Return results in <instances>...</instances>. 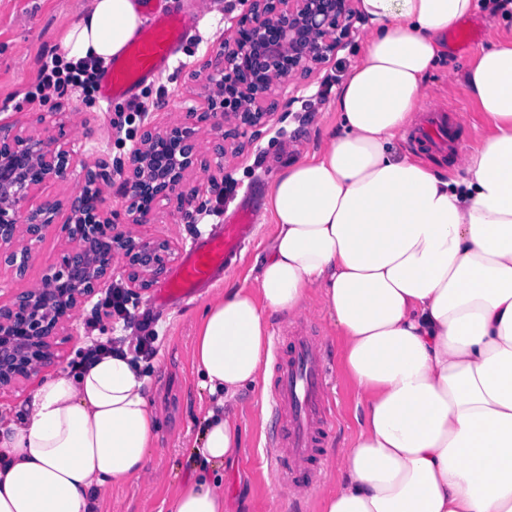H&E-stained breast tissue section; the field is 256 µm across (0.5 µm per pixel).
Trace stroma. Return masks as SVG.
<instances>
[{"label":"stroma","instance_id":"stroma-1","mask_svg":"<svg viewBox=\"0 0 512 512\" xmlns=\"http://www.w3.org/2000/svg\"><path fill=\"white\" fill-rule=\"evenodd\" d=\"M80 5L81 0H0V120L44 137L58 121L68 119L71 147L75 152L90 160L103 159L115 165L126 161L136 144L135 139L123 132L131 101L116 99L108 105L102 99L76 91L40 104L29 102L26 97L44 58L60 53V38L76 20ZM242 10L240 0H224L220 14L200 13L196 28L187 34L181 46L182 69L138 89L135 99L152 104L150 117L156 126L164 128L187 122L188 110L199 93L191 75L211 57L220 35L234 25ZM462 22L479 29L480 39L470 46L447 41V53L432 78L422 109L443 114L450 120L456 113H465L471 125L465 143L473 146L486 125L467 94L463 72L479 48L497 36L511 38L512 29L499 25L492 14L482 9L463 17ZM368 34L363 15L355 14L349 35L326 63L312 65L307 76L294 78L278 88L283 119L265 126L261 137L242 154L216 157L211 130H200L198 148L208 158L210 167L208 171L191 174L190 181L203 185L213 174L224 191L220 197L209 191L204 194L211 228L221 224L222 213L245 205L261 212L262 199L281 167L319 150L327 129L336 121V90L357 60ZM37 112L44 115L43 124L33 123ZM175 207V202L160 201L150 223L129 225V232L186 245L195 237L196 227L180 222ZM273 231L271 219L260 220L250 246L233 267L214 287L204 288L196 297L172 306L157 304L151 290L138 297L139 311L150 312L155 319L153 327L159 334L158 353L146 368L150 400L161 412L160 431L149 459L154 479L149 483L132 480L113 488L102 500L98 512H167L168 499L191 477L192 449L209 404L207 391L200 387L201 377L190 361L194 318L215 290L249 287L248 275L254 259L263 251ZM64 245L59 231L51 230L42 242L34 245L33 258L24 276L0 274V300L5 302L15 293L39 287L46 269ZM102 328L92 302H85L67 326L68 341L62 347V362L21 382L16 389L0 394V415L21 409L47 378L73 367L80 360L83 348L91 338L100 335ZM296 328L314 336L333 364L331 395L336 420L323 446L321 485L319 489L294 496L271 480L268 466L271 436L281 431L282 424L271 417L268 377L273 373L274 361L268 358L262 365L264 379L255 388L243 391L236 401L242 446L235 460L224 466V512H322L324 493L336 487L342 453L359 428L358 397L342 362V341L336 326L316 302H308L294 316L275 313L270 317L272 342H279L282 334Z\"/></svg>","mask_w":512,"mask_h":512}]
</instances>
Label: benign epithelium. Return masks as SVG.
Here are the masks:
<instances>
[{
    "mask_svg": "<svg viewBox=\"0 0 512 512\" xmlns=\"http://www.w3.org/2000/svg\"><path fill=\"white\" fill-rule=\"evenodd\" d=\"M245 12L224 34L203 65L205 95L189 113L192 124L159 129L143 124L140 146L111 182L108 164L93 163L69 147L66 123L42 139L0 122V271L23 276L32 246L43 240L58 217L67 247L58 255L40 288L0 302V392L8 391L55 363L57 339L100 283L120 264L127 291L138 296L165 274L176 245L135 236L124 224L149 222L157 202L175 200L179 219L191 223L203 208L201 189L188 175L208 168L197 147V129L214 132L218 154L257 140L277 116L276 89L306 73L309 64L334 53L350 29L351 0H242ZM79 167L84 184L64 200L28 205L47 183ZM112 184L122 209L107 204L102 185Z\"/></svg>",
    "mask_w": 512,
    "mask_h": 512,
    "instance_id": "1",
    "label": "benign epithelium"
}]
</instances>
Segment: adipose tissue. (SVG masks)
<instances>
[{
    "label": "adipose tissue",
    "mask_w": 512,
    "mask_h": 512,
    "mask_svg": "<svg viewBox=\"0 0 512 512\" xmlns=\"http://www.w3.org/2000/svg\"><path fill=\"white\" fill-rule=\"evenodd\" d=\"M476 8L360 0L371 32L323 148L267 192L276 231L251 287L196 314L192 361L210 401L196 472L167 512H224L235 399L262 374L270 314H297L313 293L363 408L323 512H512V40L463 75L489 130L460 176L394 147L419 124L444 34ZM142 23L137 0H87L65 59L119 58ZM146 382L128 350L100 353L0 416V512H95L148 477L160 415Z\"/></svg>",
    "instance_id": "1"
}]
</instances>
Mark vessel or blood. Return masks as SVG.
<instances>
[{
	"label": "vessel or blood",
	"mask_w": 512,
	"mask_h": 512,
	"mask_svg": "<svg viewBox=\"0 0 512 512\" xmlns=\"http://www.w3.org/2000/svg\"><path fill=\"white\" fill-rule=\"evenodd\" d=\"M150 18L123 56L114 59L101 81L104 102L129 97L137 86L174 68L178 45L193 24L190 12L177 11L164 0H153ZM255 228L250 210L236 211L214 234L191 243L173 276L160 288L158 304L180 302L197 295L227 268L249 242ZM329 361L310 337H295L289 352L279 356L270 392L271 409L284 419L279 448L269 460L277 483L315 489L321 473L319 448L331 426L326 398Z\"/></svg>",
	"instance_id": "obj_1"
}]
</instances>
